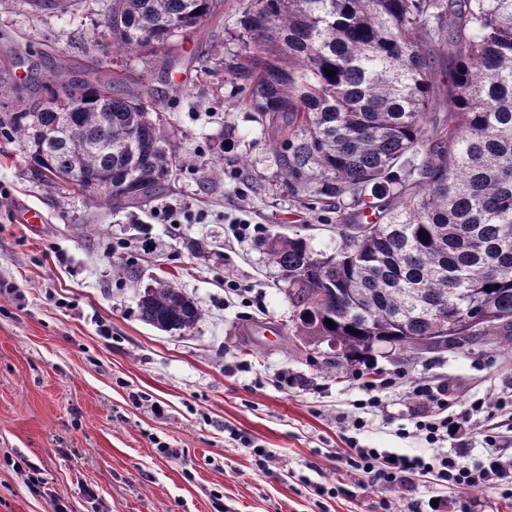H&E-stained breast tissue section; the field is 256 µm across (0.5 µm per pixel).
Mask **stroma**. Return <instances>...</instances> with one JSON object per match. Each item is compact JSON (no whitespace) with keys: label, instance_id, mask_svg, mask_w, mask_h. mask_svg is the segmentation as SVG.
<instances>
[{"label":"stroma","instance_id":"obj_1","mask_svg":"<svg viewBox=\"0 0 512 512\" xmlns=\"http://www.w3.org/2000/svg\"><path fill=\"white\" fill-rule=\"evenodd\" d=\"M240 3L212 0L208 23L177 34L182 71L172 77L161 57L113 48L98 24L103 0H72L64 13L0 0L5 104L32 97L64 64L103 60L127 92L166 103L174 142L196 161L149 211L96 208L34 176L22 144L0 134V512H53L55 496L69 512H379L383 497L390 512L432 497L444 512L467 500L472 512H512L491 486L423 478L384 492L340 470L350 435L408 455L462 448L477 464L485 436L512 449V413L462 421L444 443L400 438L411 425L406 383L384 392V410L361 412L352 366L295 336L281 273L259 242L291 234L295 220L313 251L330 255L336 226L285 185L254 113L228 105L236 89L214 63L234 47ZM25 206L44 223H20ZM242 222L259 230L240 241ZM128 263L137 279L119 275ZM162 279L201 309L192 329L140 319V295ZM374 364L447 383L455 414L474 397L512 396V349L473 343ZM161 443L182 458H166ZM257 447L272 455L268 469Z\"/></svg>","mask_w":512,"mask_h":512}]
</instances>
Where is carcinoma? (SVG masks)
<instances>
[{"label": "carcinoma", "instance_id": "1", "mask_svg": "<svg viewBox=\"0 0 512 512\" xmlns=\"http://www.w3.org/2000/svg\"><path fill=\"white\" fill-rule=\"evenodd\" d=\"M210 18L211 0H106L100 26L119 49L165 52L169 68L177 33ZM234 29L237 50L218 66L237 105L271 131L288 189L341 226L328 261L298 233L261 240L298 310L296 336L339 344L338 365L386 347L512 346V0H242ZM444 40L453 124L428 136L426 46ZM118 81L70 65L0 127L44 180L94 206H146L188 161L154 117L163 105L114 92ZM69 89L83 107L64 116ZM361 206L382 223H349L344 210ZM138 308L165 332L202 317L166 280Z\"/></svg>", "mask_w": 512, "mask_h": 512}]
</instances>
